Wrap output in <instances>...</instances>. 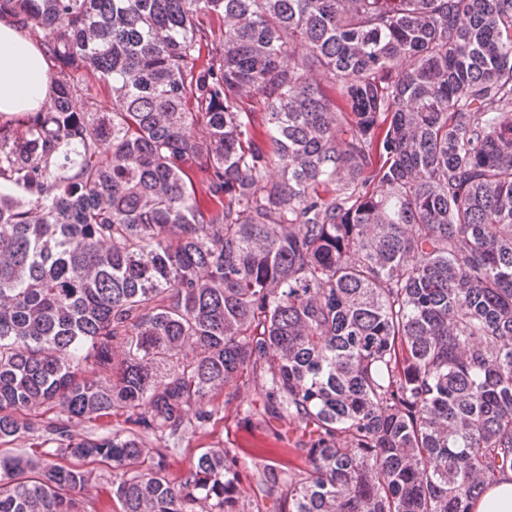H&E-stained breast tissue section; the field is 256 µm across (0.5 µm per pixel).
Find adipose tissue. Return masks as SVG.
I'll return each mask as SVG.
<instances>
[{
    "mask_svg": "<svg viewBox=\"0 0 512 512\" xmlns=\"http://www.w3.org/2000/svg\"><path fill=\"white\" fill-rule=\"evenodd\" d=\"M49 92L40 48L12 22L0 21V112L37 110Z\"/></svg>",
    "mask_w": 512,
    "mask_h": 512,
    "instance_id": "ef3b65f1",
    "label": "adipose tissue"
}]
</instances>
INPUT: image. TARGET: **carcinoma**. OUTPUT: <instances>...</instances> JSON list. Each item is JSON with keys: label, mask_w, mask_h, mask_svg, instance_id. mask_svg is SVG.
Masks as SVG:
<instances>
[{"label": "carcinoma", "mask_w": 512, "mask_h": 512, "mask_svg": "<svg viewBox=\"0 0 512 512\" xmlns=\"http://www.w3.org/2000/svg\"><path fill=\"white\" fill-rule=\"evenodd\" d=\"M3 19L51 93L0 113V512H472L512 470V0ZM227 410L262 437L170 470Z\"/></svg>", "instance_id": "obj_1"}]
</instances>
